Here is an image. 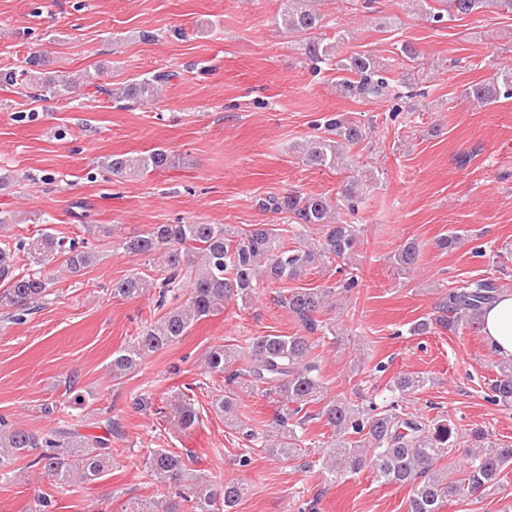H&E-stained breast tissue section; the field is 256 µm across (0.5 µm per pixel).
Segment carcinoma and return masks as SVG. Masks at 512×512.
Listing matches in <instances>:
<instances>
[{"mask_svg":"<svg viewBox=\"0 0 512 512\" xmlns=\"http://www.w3.org/2000/svg\"><path fill=\"white\" fill-rule=\"evenodd\" d=\"M280 19L290 33L303 37L299 50L312 68L332 62L336 69L348 74L339 83L340 90L354 96L379 100L389 92L391 78L387 65L369 51L353 52L338 57L343 32L330 39L318 30L325 27L324 16L311 0H283ZM441 9L429 12L432 21L440 23L444 15L468 16L479 12L488 0H437ZM30 69L20 73L0 72V86L33 87L37 83L35 67L41 65L32 57ZM166 72L142 76L110 95L119 100L153 101L159 85L166 82ZM80 84L76 77L48 82L42 88L58 97L73 92ZM465 99L475 107H485L500 98L512 97V68L500 71L487 82L466 86ZM363 130L359 125L336 116L328 120L324 134L309 137L300 146V158L308 165L335 168L342 148L359 144ZM104 164L114 175L141 176L176 165L175 157L164 149L147 154L112 155ZM360 181H348L342 191V205L355 211L361 203ZM266 210L286 213L292 219V233L297 244L290 246L271 224H253L251 229L236 234L222 224H155L149 230L125 236L119 246L132 257L164 254L161 282L131 274L112 284L114 297H139L158 289L157 307L166 305L167 292L177 286L185 257L192 253L202 258L196 269H189V296L185 302L170 307L151 321L125 347L113 352L110 364L112 378L121 379L140 365L150 354L161 351L186 335L197 321L224 309V302L236 297L246 299L259 286L260 279L270 283L294 280L316 263L345 259L359 244V232L353 224L331 221L332 206L327 198L292 191L284 196H271L262 202ZM322 227L317 243H307L308 229ZM62 243L49 234L17 241L14 246L0 247V279L8 288L0 293V308L26 312L31 305L44 303L50 296L51 280L42 267L53 259ZM26 254L35 268L15 270L18 253ZM70 268L79 271L90 266L96 255L69 245ZM418 245L407 241L393 255L396 265L407 269L417 259ZM358 285V276L344 279L338 288H292L279 296L281 306L297 319L300 332L294 335L268 334L245 339V345L219 344L210 348L204 359V370L224 376V394L215 399L216 410L227 419L235 417L239 394L259 392L274 397L280 411L273 420V430L263 436L251 426L239 422L242 438L256 448L283 460L302 454V434L312 420H324L333 432L328 449L318 459L323 472L331 478H342L365 468L382 484L410 485L408 512H439L443 499L483 494L496 487L501 472L512 464V447L495 448L486 443L487 436L476 429L471 439L474 449L467 452L468 463L462 470L438 466L449 458L455 442L453 425L445 417L426 419L408 413L400 406L406 397L423 389L429 379L412 373L395 377L391 391L395 400L381 408L365 409L351 400L327 395L320 367L313 350V336L336 335L335 326L317 318L327 300L340 289L349 294ZM499 287L492 279L463 280L448 290L439 306V314L423 316L413 322L410 333L426 335L434 327L453 330L459 326L479 329L482 308L495 299ZM488 401L512 405V363L504 364L500 376L491 380ZM318 407L317 412L310 411ZM172 417L182 430L193 428L198 411L187 395L178 393L170 401ZM106 434L84 435L76 430L54 429L37 437L14 429L0 418V463L6 457L27 448L41 452L32 460L53 477L55 485L66 490L74 482L93 481L112 466V436L118 433L112 420L105 423ZM144 468L147 476L159 483L184 484L179 492L190 512H233L242 497L243 487L237 482L221 486L197 481L183 456L169 450L149 451ZM180 504L171 500L163 510L153 500L135 502L131 512H181Z\"/></svg>","mask_w":512,"mask_h":512,"instance_id":"carcinoma-1","label":"carcinoma"}]
</instances>
